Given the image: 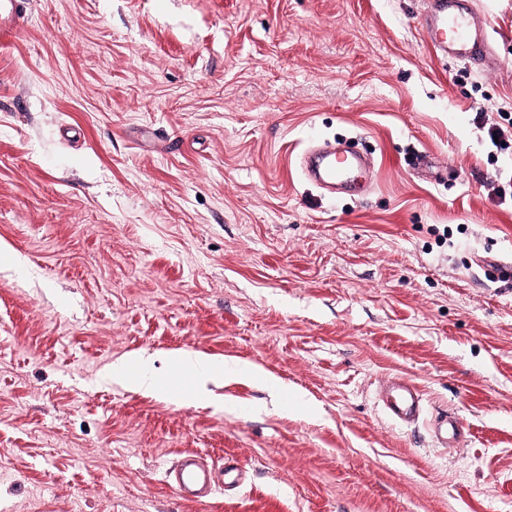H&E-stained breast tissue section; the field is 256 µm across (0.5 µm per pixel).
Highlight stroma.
I'll use <instances>...</instances> for the list:
<instances>
[{
    "label": "stroma",
    "mask_w": 512,
    "mask_h": 512,
    "mask_svg": "<svg viewBox=\"0 0 512 512\" xmlns=\"http://www.w3.org/2000/svg\"><path fill=\"white\" fill-rule=\"evenodd\" d=\"M27 0L0 47V512H512V0ZM370 153L331 195L311 138ZM426 154L416 164V154ZM209 356L210 402L113 383ZM413 379L427 416L389 419ZM454 412L440 447L428 417ZM186 450L244 483L187 503ZM422 26L427 42L467 64H483L489 53L488 27L473 0H426ZM423 393L408 378H396L387 384L381 394L385 414L394 421L411 423L423 409ZM432 432L435 440L447 448L454 446L465 434V427L455 413L444 410L435 417L432 425Z\"/></svg>",
    "instance_id": "1"
}]
</instances>
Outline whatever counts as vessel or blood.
<instances>
[{"instance_id":"b4317fda","label":"vessel or blood","mask_w":512,"mask_h":512,"mask_svg":"<svg viewBox=\"0 0 512 512\" xmlns=\"http://www.w3.org/2000/svg\"><path fill=\"white\" fill-rule=\"evenodd\" d=\"M26 15V0H0V45L11 42ZM427 42L444 54L467 64H483L489 53L488 27L477 18L473 0H427L422 14ZM312 180L321 186L350 181L358 163L337 158L335 153H314L305 158ZM423 394L408 378L387 384L381 394L385 414L392 420L411 423L423 409ZM432 432L441 446L458 442L465 427L455 413L442 411L433 421ZM245 468L237 463L215 467L198 452L184 451L167 471L166 478L188 503L209 499L216 486H236L245 478Z\"/></svg>"}]
</instances>
